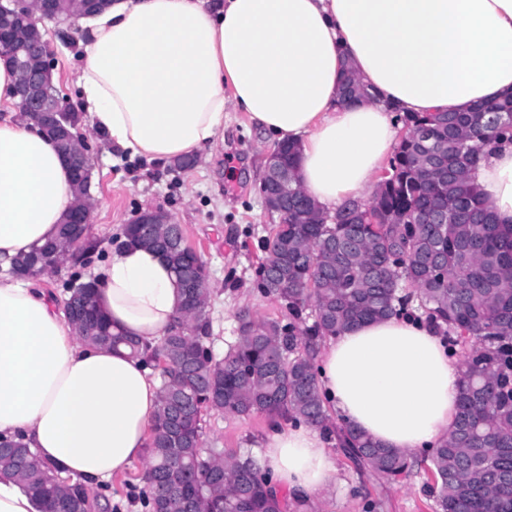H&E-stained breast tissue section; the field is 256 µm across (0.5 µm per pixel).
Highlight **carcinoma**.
<instances>
[{
  "label": "carcinoma",
  "instance_id": "obj_1",
  "mask_svg": "<svg viewBox=\"0 0 512 512\" xmlns=\"http://www.w3.org/2000/svg\"><path fill=\"white\" fill-rule=\"evenodd\" d=\"M58 19L80 17L84 0H57ZM30 32L22 30L10 47L0 46L12 63L25 55ZM407 133L369 203L350 201L333 214L322 211L292 175L288 194L294 205L288 223L262 240L265 258L256 288L287 310L282 319L238 314V336L224 357L206 348L211 288L184 297L178 327L155 348L112 332L105 323L86 327L83 342L123 346L161 366L160 410L147 449L146 478L160 475L173 484L161 500L143 489L135 500L148 512H285L288 497L254 480L251 457L203 455L204 413H262L288 421L303 418L332 428L312 366L321 343L364 321L402 314L414 288L419 308L439 327L479 339L461 363L454 429L433 449L437 512H512V228L494 223L469 172L484 147L512 141V98L484 103L469 112L406 113ZM437 207L451 224H428ZM379 223L369 224L364 213ZM63 234L52 243L14 256L7 271L23 277L35 266L65 267ZM440 263L446 276H434ZM311 308L312 323L303 318ZM343 448L374 472L396 478L412 470L408 458L382 448L350 427L336 428ZM16 453L0 454V475L18 481L38 508L63 498L71 512H87L89 491L61 476L63 469L20 442ZM224 463V478L210 479Z\"/></svg>",
  "mask_w": 512,
  "mask_h": 512
}]
</instances>
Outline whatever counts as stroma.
<instances>
[{
  "mask_svg": "<svg viewBox=\"0 0 512 512\" xmlns=\"http://www.w3.org/2000/svg\"><path fill=\"white\" fill-rule=\"evenodd\" d=\"M44 28L56 57L54 82L63 96L75 99L81 64L78 43L85 30L77 21H48ZM80 131L95 162L90 235L101 247L85 264L41 277L39 284L48 294L63 301L69 287L92 279L95 269L119 244L133 214L158 208L183 226L188 245L207 266L213 290L207 308L209 345L215 356H223L235 342L240 311L259 319L281 317L279 302L262 296L254 284L263 256L259 243L278 223L264 205L257 174L259 160L274 144L249 123L245 113H231L223 142L203 152L198 163L185 170L129 158L112 151L89 126H81ZM269 424L262 414L208 413L204 446L237 456L256 454ZM328 447L336 456L339 484L323 500L289 507L288 512H368L373 501L378 504L377 512H435V501L425 490L432 479L430 454L416 459L409 475L391 479L355 465L337 439H330Z\"/></svg>",
  "mask_w": 512,
  "mask_h": 512,
  "instance_id": "35a3bbf8",
  "label": "stroma"
}]
</instances>
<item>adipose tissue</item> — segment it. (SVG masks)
<instances>
[{
	"instance_id": "obj_1",
	"label": "adipose tissue",
	"mask_w": 512,
	"mask_h": 512,
	"mask_svg": "<svg viewBox=\"0 0 512 512\" xmlns=\"http://www.w3.org/2000/svg\"><path fill=\"white\" fill-rule=\"evenodd\" d=\"M78 106L130 157L202 154L231 112L299 143L305 194L333 211L362 200L406 112H466L512 97V0H112L84 17ZM354 70L380 98L344 107ZM18 75L0 56V261L53 241L75 203L55 142L14 109ZM470 177L496 223L512 225V143L483 150ZM95 279L113 330L155 346L177 325L169 263L112 251ZM329 412L413 457L451 433L460 369L434 326L393 315L330 337L314 367ZM159 410L140 357L79 340L35 283L0 278V434L21 439L91 488L146 454ZM258 465L275 489L318 501L338 481L319 428L272 423Z\"/></svg>"
}]
</instances>
